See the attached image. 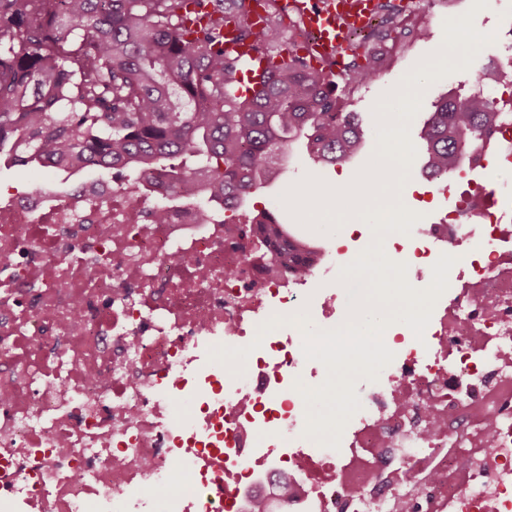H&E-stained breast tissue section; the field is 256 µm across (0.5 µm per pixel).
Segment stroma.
Returning <instances> with one entry per match:
<instances>
[{
    "label": "stroma",
    "instance_id": "1",
    "mask_svg": "<svg viewBox=\"0 0 512 512\" xmlns=\"http://www.w3.org/2000/svg\"><path fill=\"white\" fill-rule=\"evenodd\" d=\"M473 0H421V11L425 16L426 34L424 37L409 35L403 39V52L395 66L383 70L374 81L364 86H357L355 80L343 70L333 72L337 85L336 94L342 111L357 113L365 132L364 140L347 160L327 169H319L308 156L302 143H294L286 151V161L280 178L254 191L244 206L237 209V216H253L261 207L281 209L287 197L286 189L294 183L301 182L306 175L313 174L330 184H338L341 178L355 175L367 162L376 147V132L372 107L381 94L390 92L404 75L424 55L437 50L445 38L446 20L465 13H473V25L479 32H499L502 14L494 4H487L481 9H473ZM502 57L500 41H493L484 46L469 65L463 70L454 71L434 82L424 93L419 111L410 126V139L416 149V155L410 167V179L403 186L401 195L404 205L410 211L420 214L422 223L434 222L436 214L442 208L443 197L436 182L430 181L424 169L425 147L420 137L424 122L434 111L438 101L447 95L463 98L476 88L477 74L488 64L499 61ZM319 244L331 247H346L345 262H352L370 244L372 230L362 220L353 219L346 222L341 229H331L325 222L317 223L312 235Z\"/></svg>",
    "mask_w": 512,
    "mask_h": 512
}]
</instances>
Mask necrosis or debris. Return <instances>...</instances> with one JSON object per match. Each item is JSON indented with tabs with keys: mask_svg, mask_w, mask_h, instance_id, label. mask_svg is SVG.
Wrapping results in <instances>:
<instances>
[{
	"mask_svg": "<svg viewBox=\"0 0 512 512\" xmlns=\"http://www.w3.org/2000/svg\"><path fill=\"white\" fill-rule=\"evenodd\" d=\"M492 139L436 222L388 236L411 287L462 261L423 340L390 329L336 450L306 437L296 387L324 364L296 326L255 334L309 278L265 267L241 218L170 203L157 224L100 176L63 198L0 189V512H240L257 474L289 512H512V188L484 179L512 169V121ZM256 339L225 382L209 349Z\"/></svg>",
	"mask_w": 512,
	"mask_h": 512,
	"instance_id": "obj_1",
	"label": "necrosis or debris"
}]
</instances>
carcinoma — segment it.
Returning a JSON list of instances; mask_svg holds the SVG:
<instances>
[{
    "label": "carcinoma",
    "mask_w": 512,
    "mask_h": 512,
    "mask_svg": "<svg viewBox=\"0 0 512 512\" xmlns=\"http://www.w3.org/2000/svg\"><path fill=\"white\" fill-rule=\"evenodd\" d=\"M199 0H0V162L71 178L88 170L130 172L147 194L177 196L204 213L240 207L280 175L279 156L305 139L334 165L360 146L355 112L340 111L332 72L295 59L271 69L251 97L236 95L233 56L213 49L221 15L183 36V11ZM268 25L242 24L265 52L281 45L285 8L269 0ZM361 74L380 75L379 52L361 38ZM508 118L481 92L444 99L428 119L425 167L438 178L461 169ZM248 230L272 268L303 269L316 243L263 211Z\"/></svg>",
    "instance_id": "1"
}]
</instances>
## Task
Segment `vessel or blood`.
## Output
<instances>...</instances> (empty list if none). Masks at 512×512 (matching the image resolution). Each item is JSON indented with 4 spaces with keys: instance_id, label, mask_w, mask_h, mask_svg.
<instances>
[{
    "instance_id": "1",
    "label": "vessel or blood",
    "mask_w": 512,
    "mask_h": 512,
    "mask_svg": "<svg viewBox=\"0 0 512 512\" xmlns=\"http://www.w3.org/2000/svg\"><path fill=\"white\" fill-rule=\"evenodd\" d=\"M292 6L313 35L312 42L299 47L297 54L308 67L322 69L340 61V51L353 34L372 26L376 0H293ZM220 33L225 52L235 54L241 64L236 74L239 90L247 92L255 72L272 67L274 60L241 39L234 18H226Z\"/></svg>"
}]
</instances>
